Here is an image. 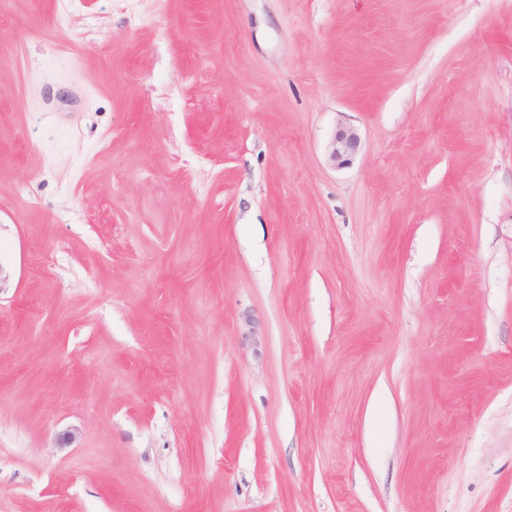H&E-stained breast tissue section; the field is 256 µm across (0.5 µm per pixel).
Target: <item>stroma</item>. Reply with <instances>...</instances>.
<instances>
[{
    "mask_svg": "<svg viewBox=\"0 0 512 512\" xmlns=\"http://www.w3.org/2000/svg\"><path fill=\"white\" fill-rule=\"evenodd\" d=\"M57 10L0 0V512H512V0ZM361 144L357 130L351 126L340 128L334 137L330 148V158L335 165L347 163L359 150Z\"/></svg>",
    "mask_w": 512,
    "mask_h": 512,
    "instance_id": "1",
    "label": "stroma"
}]
</instances>
